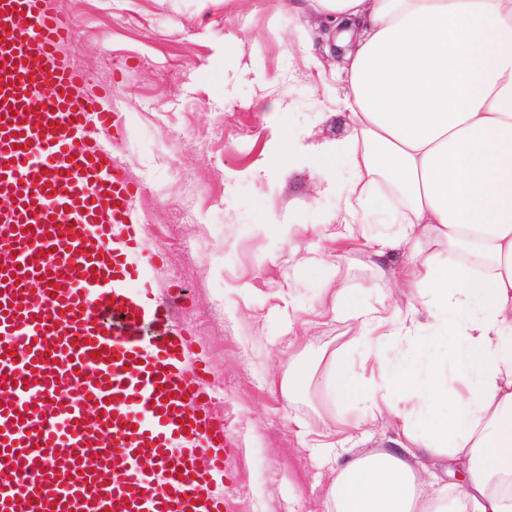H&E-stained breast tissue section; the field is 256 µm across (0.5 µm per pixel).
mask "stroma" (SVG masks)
I'll return each instance as SVG.
<instances>
[{
    "mask_svg": "<svg viewBox=\"0 0 512 512\" xmlns=\"http://www.w3.org/2000/svg\"><path fill=\"white\" fill-rule=\"evenodd\" d=\"M71 19L87 88L109 91L123 127L121 165L152 216L144 235L161 259L159 288L187 284L176 307L209 370L210 412L226 425L227 488L241 512H325L326 447L392 448L394 420L356 426L357 401L331 399L324 373L347 354L385 392L393 369L431 370L442 351L423 324L416 350L356 344L357 324L332 313L338 290L359 308L420 305L401 276L405 250H385L380 224L339 230L347 203L304 167L259 175L272 142L309 149L346 135L340 62L314 17L290 0H51ZM310 368L286 398L293 365Z\"/></svg>",
    "mask_w": 512,
    "mask_h": 512,
    "instance_id": "obj_1",
    "label": "stroma"
}]
</instances>
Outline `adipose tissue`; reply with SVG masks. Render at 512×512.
Returning <instances> with one entry per match:
<instances>
[{
  "instance_id": "1",
  "label": "adipose tissue",
  "mask_w": 512,
  "mask_h": 512,
  "mask_svg": "<svg viewBox=\"0 0 512 512\" xmlns=\"http://www.w3.org/2000/svg\"><path fill=\"white\" fill-rule=\"evenodd\" d=\"M342 52L348 138L322 144V168L346 161L351 219L392 224L447 347L450 376L396 371L397 398L377 395L334 357L338 391L394 417L398 448L339 462L333 512H512V0H297ZM284 136L265 173L305 165ZM452 406L441 418V401ZM460 474L462 488L425 497L415 459Z\"/></svg>"
}]
</instances>
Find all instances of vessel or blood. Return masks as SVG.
<instances>
[{
	"label": "vessel or blood",
	"instance_id": "vessel-or-blood-1",
	"mask_svg": "<svg viewBox=\"0 0 512 512\" xmlns=\"http://www.w3.org/2000/svg\"><path fill=\"white\" fill-rule=\"evenodd\" d=\"M73 36L50 0H0V512H224V421L195 411L207 367L145 277L141 187Z\"/></svg>",
	"mask_w": 512,
	"mask_h": 512
}]
</instances>
